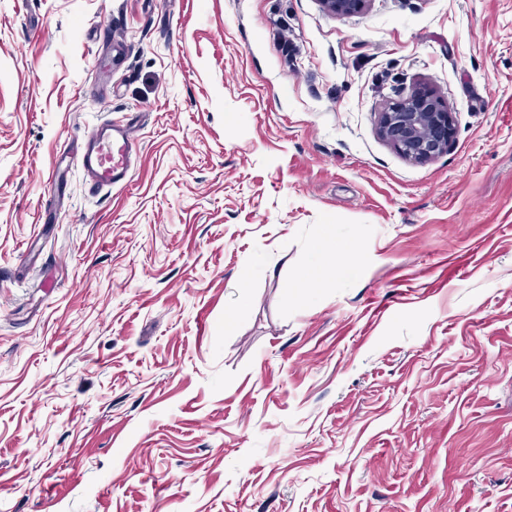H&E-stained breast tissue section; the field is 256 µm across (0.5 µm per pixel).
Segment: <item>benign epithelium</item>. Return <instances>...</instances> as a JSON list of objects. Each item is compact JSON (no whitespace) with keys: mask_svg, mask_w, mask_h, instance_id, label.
Returning <instances> with one entry per match:
<instances>
[{"mask_svg":"<svg viewBox=\"0 0 512 512\" xmlns=\"http://www.w3.org/2000/svg\"><path fill=\"white\" fill-rule=\"evenodd\" d=\"M369 0H321L333 13L363 10ZM455 113L428 86L420 85L405 99L390 102L378 113V131L397 153L427 162L446 152L455 135Z\"/></svg>","mask_w":512,"mask_h":512,"instance_id":"benign-epithelium-1","label":"benign epithelium"}]
</instances>
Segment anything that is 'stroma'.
Listing matches in <instances>:
<instances>
[{
  "mask_svg": "<svg viewBox=\"0 0 512 512\" xmlns=\"http://www.w3.org/2000/svg\"><path fill=\"white\" fill-rule=\"evenodd\" d=\"M0 512H512V0H0ZM455 127V114L426 85H419L405 99L391 101L378 113L382 139L400 155L419 163L448 152ZM92 188H112L126 176L130 163L127 133L112 122L97 126L79 159ZM312 249L318 257V262L309 268L304 275L300 276L299 287L305 291L317 288L329 276L341 277L348 269L346 265L339 261V250L336 241L330 236H324L316 240Z\"/></svg>",
  "mask_w": 512,
  "mask_h": 512,
  "instance_id": "stroma-1",
  "label": "stroma"
}]
</instances>
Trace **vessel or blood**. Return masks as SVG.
<instances>
[{
	"instance_id": "vessel-or-blood-1",
	"label": "vessel or blood",
	"mask_w": 512,
	"mask_h": 512,
	"mask_svg": "<svg viewBox=\"0 0 512 512\" xmlns=\"http://www.w3.org/2000/svg\"><path fill=\"white\" fill-rule=\"evenodd\" d=\"M79 163L91 187H109L123 180L130 163L126 131L110 123L97 126L88 138Z\"/></svg>"
}]
</instances>
